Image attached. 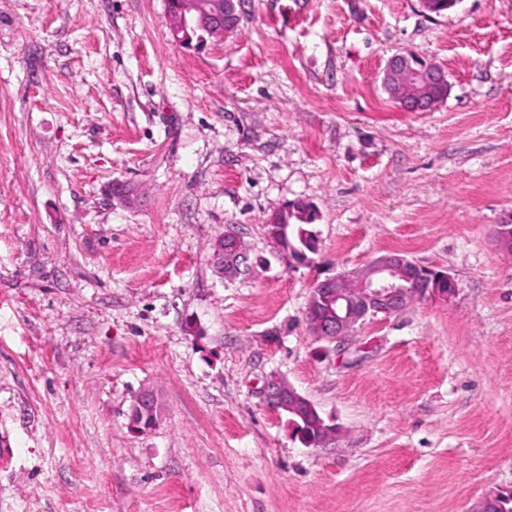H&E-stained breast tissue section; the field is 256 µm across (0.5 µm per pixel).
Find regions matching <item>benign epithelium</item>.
Masks as SVG:
<instances>
[{
  "label": "benign epithelium",
  "mask_w": 512,
  "mask_h": 512,
  "mask_svg": "<svg viewBox=\"0 0 512 512\" xmlns=\"http://www.w3.org/2000/svg\"><path fill=\"white\" fill-rule=\"evenodd\" d=\"M239 0H167L170 30L180 45L191 48L206 38L220 37L239 23ZM443 70L431 63L418 64L410 54H397L386 65L385 77L399 82L392 95L407 112H428L434 103L427 88L440 80ZM289 210L285 206L267 219V238L281 255H286L280 227V215ZM213 265L217 274L228 279L247 272L248 253L241 237L226 231L213 245ZM429 281L430 297L445 300L456 291V283L448 271L420 265L397 254H383L366 265L350 272L326 278L315 283L305 314L307 327L319 340L334 342L352 332L359 322L379 314L391 315L406 309L415 301V286ZM263 394L267 403H279L285 409H295L304 397L283 379L266 383ZM153 417V424L161 421L162 407L156 393L142 389L134 398L128 415V425L136 433L144 432L145 416Z\"/></svg>",
  "instance_id": "obj_1"
}]
</instances>
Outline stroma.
<instances>
[{
  "mask_svg": "<svg viewBox=\"0 0 512 512\" xmlns=\"http://www.w3.org/2000/svg\"><path fill=\"white\" fill-rule=\"evenodd\" d=\"M405 52L447 75L432 111L382 88ZM298 200L307 267L263 230ZM511 219L512 0H243L197 50L166 0H0V512H478L512 489ZM388 252L455 295L315 340L314 280ZM248 253L241 237L226 231L213 245V265L217 274L228 279L236 278L249 268ZM263 394L268 404L279 403L287 410H295L298 404H303V400H306L291 384L278 378L266 383ZM146 414L153 417L151 421L158 426L162 417V407L156 393L149 388L142 389L134 398L128 415V425L133 432L143 433L154 428L143 429V421ZM280 411H283L288 414V420L291 426L293 424L296 425L294 434H296L297 439L302 445H304L305 447H318L317 442L320 436V427L318 426V420L322 418L318 410L314 414H311L310 412H305L302 415V417L282 409H280ZM323 420H319V425H321L324 428L325 432V438L323 439L322 443H326L332 438V436H334L336 428L333 425L325 424ZM299 432H301V434H299Z\"/></svg>",
  "mask_w": 512,
  "mask_h": 512,
  "instance_id": "1",
  "label": "stroma"
}]
</instances>
